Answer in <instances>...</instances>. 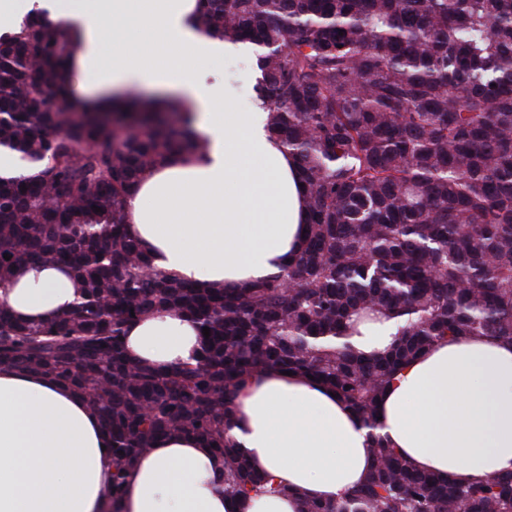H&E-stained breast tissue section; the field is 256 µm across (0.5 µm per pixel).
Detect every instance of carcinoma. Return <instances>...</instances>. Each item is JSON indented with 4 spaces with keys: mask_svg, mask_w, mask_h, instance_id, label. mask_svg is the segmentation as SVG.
Returning <instances> with one entry per match:
<instances>
[{
    "mask_svg": "<svg viewBox=\"0 0 512 512\" xmlns=\"http://www.w3.org/2000/svg\"><path fill=\"white\" fill-rule=\"evenodd\" d=\"M199 2L201 33L257 47L255 100L307 201L305 248L248 291L158 270L126 231L137 179L199 147L190 112L175 134L128 92L112 108L119 135L98 111H73L62 23L28 15L0 34V147L21 161L0 175V290L41 264L82 283L46 326L0 298V366L51 376L99 414L114 505L137 458L176 433L224 459V495L261 489L228 429L263 368L313 376L373 429L393 373L434 342H512V0ZM162 308L210 329L195 363L127 359L125 327ZM366 316L399 322L377 356L350 342ZM370 455L364 483L302 512H512V472L456 484L379 435Z\"/></svg>",
    "mask_w": 512,
    "mask_h": 512,
    "instance_id": "obj_1",
    "label": "carcinoma"
}]
</instances>
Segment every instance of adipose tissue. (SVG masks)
<instances>
[{
  "label": "adipose tissue",
  "mask_w": 512,
  "mask_h": 512,
  "mask_svg": "<svg viewBox=\"0 0 512 512\" xmlns=\"http://www.w3.org/2000/svg\"><path fill=\"white\" fill-rule=\"evenodd\" d=\"M197 0H0V17L64 21L75 45L73 105L129 88L180 99L194 114L197 150L146 171L125 207L126 229L155 268L203 288L246 290L275 276L305 245L304 191L296 166L256 103L232 108L231 84L204 64L250 62L255 49L200 34ZM134 41H108V30ZM80 282L65 267L19 269L5 298L17 321L48 324L70 309ZM131 362L194 361L196 323L154 311L125 337ZM378 434L414 468L470 484L512 471V344L485 336L444 338L400 368L381 397ZM231 436L267 483L246 502L225 497L223 462L199 438L158 439L111 505L106 431L85 398L51 378L0 369V512H301L366 480L369 433L336 392L265 368L231 409ZM291 487V495L279 486Z\"/></svg>",
  "instance_id": "1"
}]
</instances>
